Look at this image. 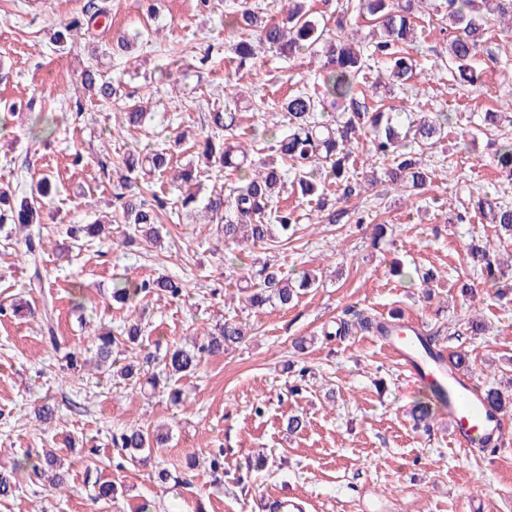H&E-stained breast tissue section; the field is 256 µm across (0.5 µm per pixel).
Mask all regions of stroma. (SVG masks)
Listing matches in <instances>:
<instances>
[{
    "instance_id": "obj_1",
    "label": "stroma",
    "mask_w": 512,
    "mask_h": 512,
    "mask_svg": "<svg viewBox=\"0 0 512 512\" xmlns=\"http://www.w3.org/2000/svg\"><path fill=\"white\" fill-rule=\"evenodd\" d=\"M85 2L0 0V107H17L0 127V185L23 197L33 178L47 174L53 183L43 221L31 227L42 241V285L29 286L31 270L17 259L22 242L0 236V304L22 298L38 309L52 305L60 339L85 352L91 331L119 329L128 314L112 301L116 275H165L186 280L187 290L179 298L142 299L138 356L160 344H184L227 319L246 325L248 335L182 378L183 401L175 405L165 394L129 387L92 366L81 377L62 378L61 356L44 340L40 318L0 316V467L47 448L68 471L67 483L57 488L26 473L12 496L0 497V512H137L146 498L156 512H268L269 500L289 494L306 501V512H512V427L491 455L454 447L444 411L430 429L415 427L410 410L425 387L407 380L369 330L335 333L350 309L378 320L400 315L447 350L468 351L482 387L512 395V272L484 282L467 255L468 244L489 241L501 258H512V237L497 235L477 212L470 223L455 221L477 197L503 194L512 201V181L495 161L499 145L512 139V122L477 127L480 116L512 100V27L489 21L493 55L476 64L481 84L460 85L440 60L441 19L423 9L409 48L416 63L410 89L377 85L373 71L362 80L359 89L372 106L400 121L419 112L448 114L447 137L423 152L433 172L424 194L409 197L381 183L351 198L344 223L327 224L319 222L315 203L285 188L279 205L294 211L295 235L279 236L268 248L247 247L233 264L225 258L220 225L200 210L180 208L164 217L160 243L113 248V240L134 231L115 222L108 237L66 257L60 249L68 225L113 215L121 154L161 146L182 132L172 165L196 164L193 143L208 131V114L223 106L226 92L240 91L276 114L288 94L316 88L323 62L310 54L286 59L265 47L252 65L236 69L231 57L238 32L224 24L225 0H161L152 19L139 0H101L107 17L92 32L53 42L54 31L80 15ZM123 36L130 44L120 51ZM87 66L122 81L130 102L146 112L141 128L113 136L121 115L81 89ZM174 78L182 94H172ZM50 112L60 117L56 132L35 139L39 115ZM77 153L83 157L78 166ZM376 224L388 227L377 248L371 244ZM267 259L291 277L316 271L320 287L285 308L251 309L241 281ZM396 265L434 279L426 288L411 284L393 274ZM76 281L85 284L82 294L72 290ZM466 283L471 293H462ZM472 317L484 322L485 334L466 332ZM300 336L313 344L297 353L292 342ZM303 366L309 369L304 388L289 395ZM44 399L55 408L48 424L33 415ZM259 402L265 407L260 417L252 410ZM298 411L308 424L288 434L287 419ZM134 422L166 426L170 440L152 449L149 466L121 468L112 438ZM217 449L224 469L215 473L205 460ZM261 458L268 465L259 470ZM163 468L179 485L160 481ZM90 474L114 482L117 499L93 502Z\"/></svg>"
}]
</instances>
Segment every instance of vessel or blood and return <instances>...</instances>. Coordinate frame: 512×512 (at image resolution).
Masks as SVG:
<instances>
[{"mask_svg":"<svg viewBox=\"0 0 512 512\" xmlns=\"http://www.w3.org/2000/svg\"><path fill=\"white\" fill-rule=\"evenodd\" d=\"M419 325L404 326L397 338L387 344L412 382L438 384L453 392L456 402L451 411V440L466 451L500 446L505 425L500 414L490 409L473 377L448 367L446 357L422 356L416 338Z\"/></svg>","mask_w":512,"mask_h":512,"instance_id":"1","label":"vessel or blood"}]
</instances>
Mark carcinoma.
I'll return each mask as SVG.
<instances>
[{"label":"carcinoma","mask_w":512,"mask_h":512,"mask_svg":"<svg viewBox=\"0 0 512 512\" xmlns=\"http://www.w3.org/2000/svg\"><path fill=\"white\" fill-rule=\"evenodd\" d=\"M444 7L451 29V38L446 47L451 64L450 74L453 80L472 85L476 82L477 59L490 52L484 40L488 15L495 13L501 19L512 21V0H444ZM421 8L419 0H344L332 34L315 19L309 0H288L279 20L260 16L247 0H239L238 10L225 16L224 25L243 31L233 47L240 66L256 55V45L247 34L253 28L258 29L260 43L275 49L284 58H295L305 51L313 53L320 45L325 49L326 57L318 83L320 90L314 93L300 90L290 95L282 104L288 130L275 124L268 131L270 137L279 143V153L287 162L284 170L262 154H253V150L237 141L240 123L237 112L230 111L229 104L209 113L211 131L195 143L198 159L208 168L217 165L237 174L233 182L225 184L223 190L205 198L203 207L216 223L222 225L224 246L228 252H233L244 243L256 245L271 242L276 228L283 233L292 229L296 223L293 213L276 207L280 189L284 187L285 177L290 172L294 174L293 182L301 196L315 199L327 223H341L348 210L330 198L325 182L329 179L335 183L346 201L355 195L356 186L351 184L348 168L350 152L345 150V146L367 134L373 136L374 159L391 160L384 176L393 188L413 195L431 183L432 172L422 164V158L414 156L412 144L420 148L431 147L446 137L448 114L437 112L429 119L417 123L410 120L407 125L401 126L394 122L391 113L371 106L357 91L358 80L371 59L385 66L382 78L388 87L404 86L410 80L413 63L406 46L414 42L416 12ZM354 14L373 17L379 30V36L369 41L370 53L367 55L346 34L348 17ZM102 15L103 8L95 0H88L82 14L65 25V31L54 33V40L61 42L66 31L89 29ZM81 84L94 93L99 101L116 105L126 102L127 96L121 83L106 79L92 67L83 70ZM328 109L340 112V119L332 123L318 119V113ZM122 162L126 172L118 178L119 192L116 193V199L121 201L122 219L134 225L143 239L155 243L160 238L157 224L161 223L162 211L168 208V200L153 191L150 192L151 198L147 199L141 190L129 194L126 190L135 185L132 174L139 168L165 172L171 162L170 148L159 147L142 158L133 153L124 154ZM496 162L507 176H512L511 141L500 145ZM201 174L202 171L191 167L179 175L182 208H195L197 196L192 191V182ZM36 192V196L21 201L19 208L14 209L6 206L12 197L11 188L0 186V222H10L22 228L41 223V200L51 192L49 176L44 175L38 180ZM476 207L481 213L489 215L491 223L512 236L511 203L480 197ZM103 230L104 226L100 224L70 228L68 237L71 242L67 249L80 247L81 233L95 235ZM39 252L40 242L25 236L24 255L32 266V284L35 288L42 284V275L37 266ZM468 256L472 267L479 270L486 280L493 282L497 279L499 266L503 262L498 260V254L491 246L471 244ZM315 283L316 279L307 275L295 286L276 265L265 262L256 271L254 282L244 287L243 291L247 293V304L253 308L267 303H277L285 308L298 297L299 289L311 288ZM185 288L183 280L169 276L140 282L118 277L112 281V300L125 307L132 305L139 296H147L155 291L176 298L183 295ZM142 333V320L132 314L116 335L104 330L94 332L92 347L96 356L95 364L99 368L109 366L116 369V375L142 389L148 387L153 392L165 389L175 404L181 402L183 395L182 390L176 387L179 379L193 374L204 357L222 354L245 338V331L239 323L226 320L217 327V333L209 336L205 342L192 339L181 346L166 349L159 367L155 369L150 367L148 360L141 363L132 360L120 365V357L133 350ZM429 391L427 399L418 402L411 412L415 426L427 430L435 416L433 405L448 408L452 403L448 389L432 385ZM485 395L490 406L504 414L512 411V398H506L499 389H487ZM164 441L165 435L148 428L133 426L125 429L114 438L116 446L121 449V461L117 467L147 461L145 451ZM30 469L53 471L52 483L56 486L66 481L67 472L61 470L58 457L53 453L39 456L35 462L28 456L17 458L9 472L0 470V496L11 494L19 485V475ZM88 487L95 500L115 499L118 495V489L110 481L97 478L88 481Z\"/></svg>","instance_id":"obj_1"}]
</instances>
